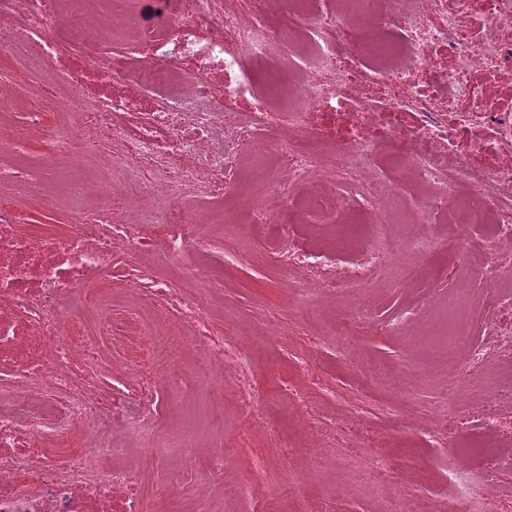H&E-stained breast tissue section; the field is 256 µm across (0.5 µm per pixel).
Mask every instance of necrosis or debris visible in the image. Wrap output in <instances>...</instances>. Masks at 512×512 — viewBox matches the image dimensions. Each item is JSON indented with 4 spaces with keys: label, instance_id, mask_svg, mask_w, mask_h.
<instances>
[{
    "label": "necrosis or debris",
    "instance_id": "1",
    "mask_svg": "<svg viewBox=\"0 0 512 512\" xmlns=\"http://www.w3.org/2000/svg\"><path fill=\"white\" fill-rule=\"evenodd\" d=\"M155 3L144 24L130 0H0V512H140L112 459L121 442L173 447L155 430L159 375L134 356L114 392L96 343L61 333L78 320L69 292L111 268L155 318L131 311L123 335L175 336L237 371L243 344L210 293L156 263L206 251L247 178L246 221L276 225L268 247L304 299L428 289L425 333L464 370L448 377V446L477 462L449 470V512H512V0ZM22 196L73 209L76 233L26 230ZM443 224L461 261L436 292L422 258ZM71 427L83 446L59 456Z\"/></svg>",
    "mask_w": 512,
    "mask_h": 512
}]
</instances>
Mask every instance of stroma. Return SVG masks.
I'll list each match as a JSON object with an SVG mask.
<instances>
[{"instance_id": "stroma-1", "label": "stroma", "mask_w": 512, "mask_h": 512, "mask_svg": "<svg viewBox=\"0 0 512 512\" xmlns=\"http://www.w3.org/2000/svg\"><path fill=\"white\" fill-rule=\"evenodd\" d=\"M14 207L19 221L36 233L62 240L71 231L69 219L52 217L25 199ZM234 237L213 239L208 252L195 247L174 258L163 272L175 283L193 277L197 267L220 270L229 266L224 282V331L248 328L247 376L254 390L252 409H245L234 380L214 376L209 356L197 351L178 361L156 357L163 399L160 430L195 428L221 445L222 465L205 451H191L177 466H167L162 449L134 448L117 456L141 487L140 512H186L199 484H211L224 512H292L295 499L308 512H392L412 489L441 505L448 498V449L437 441L445 430L440 404L448 377L447 349L416 342L402 333L382 336L373 323L385 322L407 309L415 317L428 315L421 289L403 283L390 288L365 289L359 306L370 322L346 336H304L280 339L273 323L295 319L298 304L286 291L290 274L263 260L260 247L250 241V227L238 224ZM102 317L84 314L83 335L96 341L104 366L133 372L126 351L101 335ZM434 373L431 385L415 381L424 370ZM314 373L311 393L319 408L320 424L346 428L351 445L327 453L307 446V427L288 403V391L306 373ZM403 391L399 410L384 414L382 400ZM258 414L265 430L253 432L251 414ZM389 464L377 476L373 463Z\"/></svg>"}]
</instances>
